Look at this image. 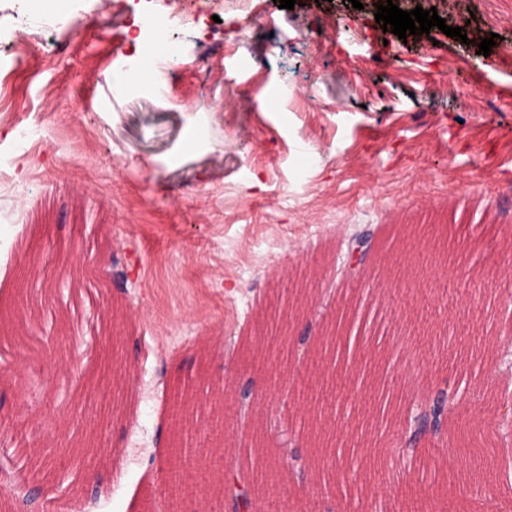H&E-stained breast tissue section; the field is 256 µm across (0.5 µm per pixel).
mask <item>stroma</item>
Returning a JSON list of instances; mask_svg holds the SVG:
<instances>
[{
    "label": "stroma",
    "instance_id": "35a3bbf8",
    "mask_svg": "<svg viewBox=\"0 0 512 512\" xmlns=\"http://www.w3.org/2000/svg\"><path fill=\"white\" fill-rule=\"evenodd\" d=\"M250 0L241 29L231 0L215 22L211 0H0V25L27 17L21 45L0 60V512L37 494L42 512H161L159 473L169 437L168 389L195 390L196 413L222 396L236 432L214 474L250 469L263 436L302 424L293 374L272 405L243 361L255 318L313 291L295 324L315 343L337 305L353 319L351 360L360 390L328 423L353 426L361 390L382 394L386 428L328 495L320 483L282 484L280 512H404L400 491L419 487L428 512H512V490L471 492L441 460L463 429L493 421L512 351L504 300L487 299L470 272L503 284L512 274V0H402L436 9L467 42L431 28L398 39L376 23V0ZM183 13L168 34L185 41L169 95L114 93L112 73L133 48L147 9ZM62 20L55 31L43 22ZM497 40L489 56L478 44ZM59 38L62 53L43 44ZM41 138L18 144L24 126ZM370 232V280L350 281L338 248ZM54 263L63 288L36 312L16 304L23 272ZM126 379L117 410L98 414L97 387L112 364ZM461 390L442 441L411 467L370 471L362 461L394 447L390 402L433 395L446 377ZM66 446L93 437L108 453L68 459L64 484L29 473L30 439Z\"/></svg>",
    "mask_w": 512,
    "mask_h": 512
}]
</instances>
